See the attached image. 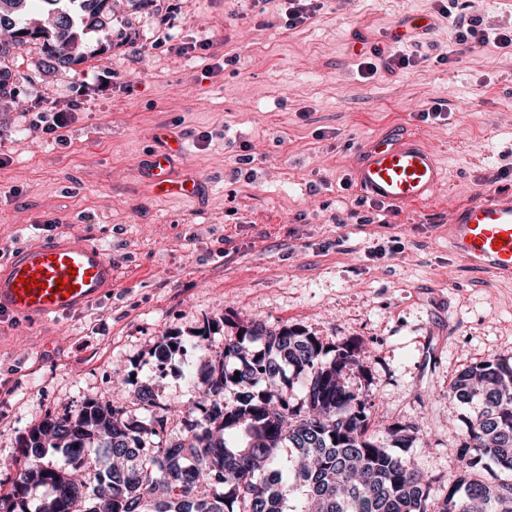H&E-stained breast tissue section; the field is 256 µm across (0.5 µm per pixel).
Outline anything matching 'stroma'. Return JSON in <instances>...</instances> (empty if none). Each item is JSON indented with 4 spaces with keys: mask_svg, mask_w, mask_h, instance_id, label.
Instances as JSON below:
<instances>
[{
    "mask_svg": "<svg viewBox=\"0 0 512 512\" xmlns=\"http://www.w3.org/2000/svg\"><path fill=\"white\" fill-rule=\"evenodd\" d=\"M438 6L325 0L289 30L283 0H115L84 36L86 63L52 70L30 52L27 78L0 97V255L52 220L101 244L115 274L80 314L0 321V494L21 439L48 413L113 402L116 377L132 405L142 384L189 405L187 368L218 358L228 329L205 352L193 332L225 315L354 345L362 368L348 383L366 389L372 426H417L419 466L455 469L449 425L473 410L449 398L451 379L512 360V279L448 252L451 207L512 187V47L457 45L438 16L422 44L401 45L417 63L398 75L363 78L359 52ZM105 71L112 82L97 88ZM70 99L82 108L64 141L24 133L22 109ZM438 103L447 121H422ZM161 125L184 139L199 195L162 198L143 178ZM390 129L437 155L446 178L433 203L383 209L351 183L357 144ZM393 237L399 253L375 257ZM165 336L180 343L160 359Z\"/></svg>",
    "mask_w": 512,
    "mask_h": 512,
    "instance_id": "35a3bbf8",
    "label": "stroma"
}]
</instances>
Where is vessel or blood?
I'll return each mask as SVG.
<instances>
[{
    "mask_svg": "<svg viewBox=\"0 0 512 512\" xmlns=\"http://www.w3.org/2000/svg\"><path fill=\"white\" fill-rule=\"evenodd\" d=\"M159 148L144 164L158 195L194 190L180 175L179 144L155 129ZM356 190L393 208L423 205L445 180L435 153L408 132H385L361 142L352 169ZM448 250L469 268L512 278V192L489 188L482 199L456 206L448 220ZM113 265L106 250L82 235L59 232L0 256V319L41 323L82 312L111 292ZM34 278L35 286L23 281ZM73 293H64V286Z\"/></svg>",
    "mask_w": 512,
    "mask_h": 512,
    "instance_id": "vessel-or-blood-1",
    "label": "vessel or blood"
}]
</instances>
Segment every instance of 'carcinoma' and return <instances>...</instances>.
<instances>
[{
    "label": "carcinoma",
    "instance_id": "cac0c4a2",
    "mask_svg": "<svg viewBox=\"0 0 512 512\" xmlns=\"http://www.w3.org/2000/svg\"><path fill=\"white\" fill-rule=\"evenodd\" d=\"M47 5L48 25L30 14ZM112 0H0V96L15 73L8 48L41 44L38 67L85 63L82 35L103 25ZM216 363L189 368L202 394L186 410L181 438L163 442L176 410L146 386L136 400L150 407V425L95 398L74 413L46 417L23 437L21 460L0 512H28L32 488L50 490L38 512H512V480L488 482L491 461L512 476V362L488 359L458 372L448 397L477 411L465 418L458 466L447 478L415 463L418 428L395 424L382 439L367 434L368 398L346 376L361 368L355 347L328 350L298 326L270 329L226 317ZM261 340L262 351L250 349ZM303 377L294 406L280 386L285 368ZM246 389L235 403L224 388ZM60 452L71 469L48 458ZM443 487L439 494L435 486Z\"/></svg>",
    "mask_w": 512,
    "mask_h": 512
}]
</instances>
